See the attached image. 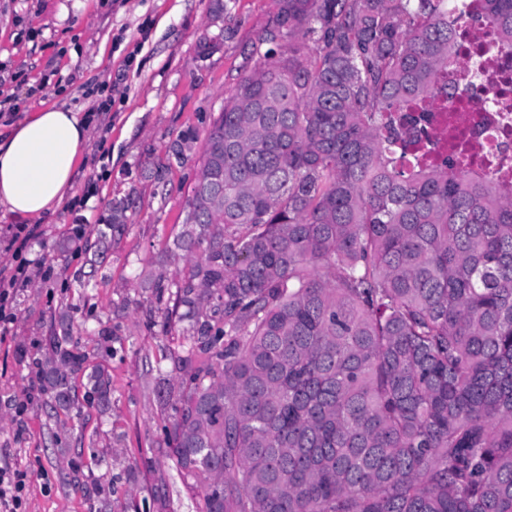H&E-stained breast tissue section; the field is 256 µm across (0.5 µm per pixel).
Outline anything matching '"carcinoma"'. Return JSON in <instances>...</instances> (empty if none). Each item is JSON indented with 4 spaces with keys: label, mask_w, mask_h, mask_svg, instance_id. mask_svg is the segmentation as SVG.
Masks as SVG:
<instances>
[{
    "label": "carcinoma",
    "mask_w": 512,
    "mask_h": 512,
    "mask_svg": "<svg viewBox=\"0 0 512 512\" xmlns=\"http://www.w3.org/2000/svg\"><path fill=\"white\" fill-rule=\"evenodd\" d=\"M207 133L161 278L188 322L157 391L195 512H512V186L409 164L393 112L448 96L455 0H277ZM492 52L512 0H482ZM123 211L95 228L96 279ZM36 377L68 410L105 368L68 331Z\"/></svg>",
    "instance_id": "cac0c4a2"
}]
</instances>
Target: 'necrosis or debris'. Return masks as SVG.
<instances>
[{
  "label": "necrosis or debris",
  "mask_w": 512,
  "mask_h": 512,
  "mask_svg": "<svg viewBox=\"0 0 512 512\" xmlns=\"http://www.w3.org/2000/svg\"><path fill=\"white\" fill-rule=\"evenodd\" d=\"M456 9L466 19L472 44L463 58L470 90L461 111L436 98L429 100L427 111L398 112L394 119L422 129L424 143L411 145L410 151L421 154L424 162L441 165L462 158L473 165H485L504 158L509 162L504 175L512 181V94H499L500 56L488 50V29L482 17L472 11L471 0H457Z\"/></svg>",
  "instance_id": "1"
}]
</instances>
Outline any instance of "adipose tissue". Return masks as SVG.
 <instances>
[{
    "label": "adipose tissue",
    "instance_id": "1",
    "mask_svg": "<svg viewBox=\"0 0 512 512\" xmlns=\"http://www.w3.org/2000/svg\"><path fill=\"white\" fill-rule=\"evenodd\" d=\"M87 146L86 124L64 107L25 116L0 132V210L17 220L54 221Z\"/></svg>",
    "mask_w": 512,
    "mask_h": 512
}]
</instances>
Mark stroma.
Returning a JSON list of instances; mask_svg holds the SVG:
<instances>
[{
    "mask_svg": "<svg viewBox=\"0 0 512 512\" xmlns=\"http://www.w3.org/2000/svg\"><path fill=\"white\" fill-rule=\"evenodd\" d=\"M0 0V130L57 104L81 109L89 141L72 196L37 229L33 281L0 341V463L32 472L28 512H194L160 446L156 360L173 302L153 284L185 265L171 249L202 147L224 100L262 62L253 48L276 0ZM188 138L183 155L173 142ZM123 208L102 282L74 287L73 228ZM108 323L111 342L89 341ZM70 330L112 378L106 407L52 412L33 363ZM24 405L16 420L15 405Z\"/></svg>",
    "mask_w": 512,
    "mask_h": 512,
    "instance_id": "stroma-1",
    "label": "stroma"
}]
</instances>
